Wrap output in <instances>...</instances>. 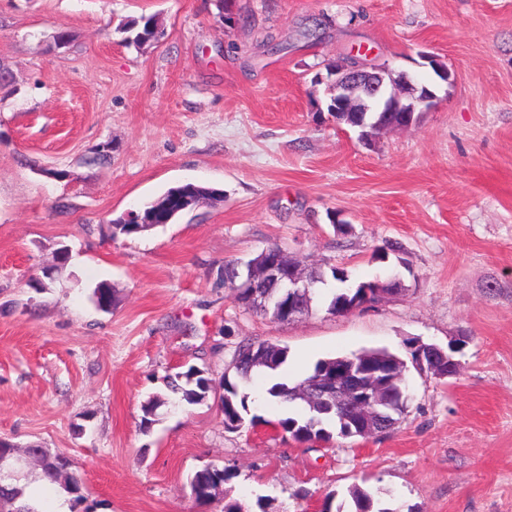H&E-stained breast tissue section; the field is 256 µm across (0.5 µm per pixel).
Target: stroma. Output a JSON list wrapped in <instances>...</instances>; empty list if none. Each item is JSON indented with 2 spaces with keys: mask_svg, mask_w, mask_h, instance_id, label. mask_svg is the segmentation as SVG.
Segmentation results:
<instances>
[{
  "mask_svg": "<svg viewBox=\"0 0 512 512\" xmlns=\"http://www.w3.org/2000/svg\"><path fill=\"white\" fill-rule=\"evenodd\" d=\"M234 8L250 26H224L216 0H0L15 77L0 87V437L75 459V512H321L350 507L355 486L395 512H512V0ZM143 15L161 41L126 45L120 26ZM60 28L71 38L57 49ZM351 58L415 76L435 107L360 140L330 117L320 79ZM186 183L224 196L111 238L110 220ZM395 242L405 266L375 260ZM273 244L358 279L399 272L408 290L346 316L317 294L309 315L271 322L221 273ZM415 339L458 344L459 369L407 372L388 433L296 444L274 429L288 406L256 382L259 423L224 427L241 343L286 347L297 381L367 349L407 358ZM192 365L212 381L207 401L142 429V404ZM208 465L226 480L203 507L189 481Z\"/></svg>",
  "mask_w": 512,
  "mask_h": 512,
  "instance_id": "1",
  "label": "stroma"
}]
</instances>
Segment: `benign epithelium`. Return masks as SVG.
I'll return each instance as SVG.
<instances>
[{
  "label": "benign epithelium",
  "instance_id": "obj_1",
  "mask_svg": "<svg viewBox=\"0 0 512 512\" xmlns=\"http://www.w3.org/2000/svg\"><path fill=\"white\" fill-rule=\"evenodd\" d=\"M328 90L330 92L327 111L335 117L352 113L362 117L367 112H395L397 126L408 128L414 125L419 113L435 105L436 96L426 85L412 81L406 74L394 75L380 65H367L357 59L336 63L328 67ZM234 280L251 289V299L258 310L266 313L273 322H287L308 313L297 301L296 294L308 287L307 270L285 254L282 249L264 251L257 264H239ZM273 286L287 289V297L275 308H270V297L266 288ZM405 290L402 277L394 274L377 284L380 297ZM422 374L435 377H451L458 371L459 363L435 345L419 343L415 346ZM301 394L314 402H334L351 413L362 434L373 435L387 420L379 413L386 397L371 391L360 379V374L351 368L336 373L329 382L316 381L302 388Z\"/></svg>",
  "mask_w": 512,
  "mask_h": 512
}]
</instances>
